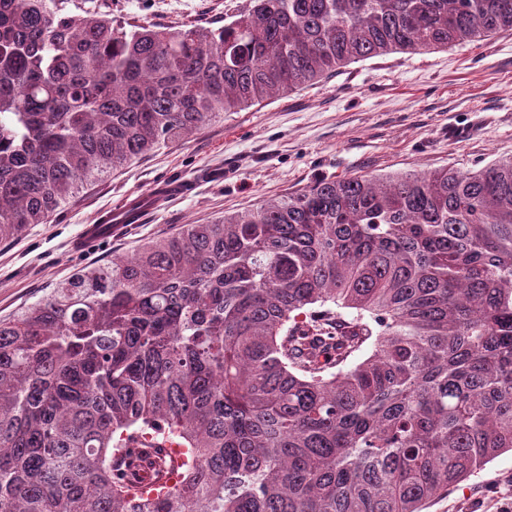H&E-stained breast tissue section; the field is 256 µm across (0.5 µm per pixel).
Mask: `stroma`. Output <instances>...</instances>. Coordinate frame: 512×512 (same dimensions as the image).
<instances>
[{"label":"stroma","instance_id":"obj_1","mask_svg":"<svg viewBox=\"0 0 512 512\" xmlns=\"http://www.w3.org/2000/svg\"><path fill=\"white\" fill-rule=\"evenodd\" d=\"M244 0H72L113 23L219 27ZM512 159V31L419 54L350 63L324 80L161 146L80 188L51 218L0 244V317L39 300L91 264L130 255L184 224H205L298 192L319 180L467 172ZM185 181L192 190L160 203L142 223L85 251L71 248L83 225ZM512 496V452L434 498L424 512H496Z\"/></svg>","mask_w":512,"mask_h":512}]
</instances>
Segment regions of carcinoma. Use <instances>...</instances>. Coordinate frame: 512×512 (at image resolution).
<instances>
[{"instance_id":"carcinoma-1","label":"carcinoma","mask_w":512,"mask_h":512,"mask_svg":"<svg viewBox=\"0 0 512 512\" xmlns=\"http://www.w3.org/2000/svg\"><path fill=\"white\" fill-rule=\"evenodd\" d=\"M68 3L0 0L1 244L226 112L512 31V0ZM509 450L511 159L318 181L0 318V512H423ZM75 12L96 9L112 16L113 25L155 24L178 26L198 24L210 27L224 25V16L244 0H71Z\"/></svg>"}]
</instances>
